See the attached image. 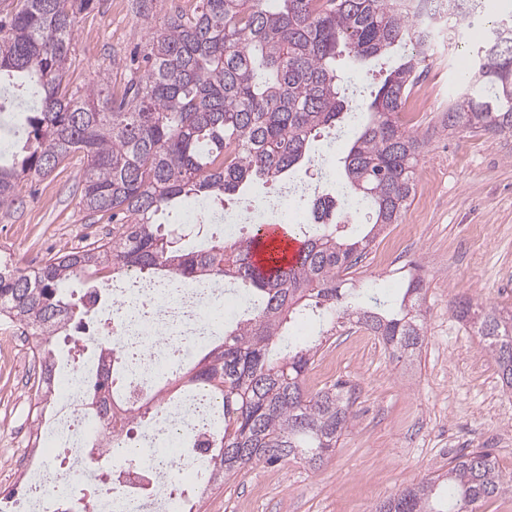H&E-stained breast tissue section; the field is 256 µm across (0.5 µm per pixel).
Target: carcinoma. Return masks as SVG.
Wrapping results in <instances>:
<instances>
[{"mask_svg":"<svg viewBox=\"0 0 512 512\" xmlns=\"http://www.w3.org/2000/svg\"><path fill=\"white\" fill-rule=\"evenodd\" d=\"M94 0H21L0 17V90L20 114L11 144L0 149V210L22 183L49 174L65 158L86 160L81 204L112 213V232L58 252L27 271L0 262V317L35 337L40 362L37 403L54 391L51 337L83 313L76 286L104 274L134 272L182 282L211 278L236 284L241 313L188 371L194 389L221 408L208 469L223 473L211 489L259 465L301 460L312 468L335 451L352 421L344 384L305 387L323 338L348 319L376 336L388 356L407 359L427 337L426 283L412 275L398 296L345 286L342 273L396 224L415 193L429 143L400 120L428 55L423 18L448 27L471 23L490 35L474 45L470 84L442 112L444 131L512 133V15L485 14L484 0H196L149 33L143 73L123 93L107 78L69 89L67 64L78 16ZM411 55L389 72L364 112L337 57L363 67L406 46ZM322 128L346 134L347 147L320 164L345 194L315 195L309 224H291L303 240L294 266L268 272L252 262L259 227L245 236L198 230L191 239L161 220L201 202L224 210L226 197L257 181L289 184L314 162L311 139ZM512 391V307L454 301ZM307 322L314 335L300 339ZM124 365L88 379L96 398L120 389ZM512 491L488 448L455 458L380 502L375 512H473L471 506Z\"/></svg>","mask_w":512,"mask_h":512,"instance_id":"1","label":"carcinoma"}]
</instances>
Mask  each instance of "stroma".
Instances as JSON below:
<instances>
[{"label":"stroma","instance_id":"1","mask_svg":"<svg viewBox=\"0 0 512 512\" xmlns=\"http://www.w3.org/2000/svg\"><path fill=\"white\" fill-rule=\"evenodd\" d=\"M175 5L194 3L155 0L145 23L134 0H95L78 18L71 88L105 73L110 91L121 93L149 28ZM83 169L76 156L25 183L20 204L0 211V251L31 270L111 232L108 218L89 216L80 205ZM415 263L427 282V338L418 357L389 358L380 341L364 345L363 329L337 327L305 379L313 391L347 385L353 419L335 452L317 469L292 461L241 473L212 493L202 512H373L379 501L477 448L491 449L512 477V393L502 389L474 329L452 310L461 296L512 304V134L436 135L419 162L413 202L369 245L353 281L391 294ZM2 336L16 337L21 350L14 363H0V430L15 425L4 402L18 403L23 413L33 405L35 377L32 336L0 318Z\"/></svg>","mask_w":512,"mask_h":512}]
</instances>
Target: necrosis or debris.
I'll return each instance as SVG.
<instances>
[{"mask_svg": "<svg viewBox=\"0 0 512 512\" xmlns=\"http://www.w3.org/2000/svg\"><path fill=\"white\" fill-rule=\"evenodd\" d=\"M195 217L204 225L220 219L205 208ZM271 219L307 224L312 215L301 196L285 192L273 201L247 202L220 220L225 234L233 235L242 223ZM85 301L88 317L72 336L83 337L87 356L73 360L69 374L59 375L51 420L25 435L27 445L50 451L52 465L24 466L20 491L0 498V512H74L78 505L84 512H181L183 486L198 488L204 480L196 456L173 455L169 448L177 436L192 443L209 440L217 404L210 395L176 387L166 403L154 405V378L158 371L188 362L240 304L211 279L183 283L133 273L98 282ZM116 354L126 363L127 390L105 397L109 414L122 423L113 439L122 454L112 459L100 448L101 429L70 375L111 367ZM144 405L150 406L151 419L125 423L130 409ZM60 482L70 498L59 496Z\"/></svg>", "mask_w": 512, "mask_h": 512, "instance_id": "obj_1", "label": "necrosis or debris"}]
</instances>
